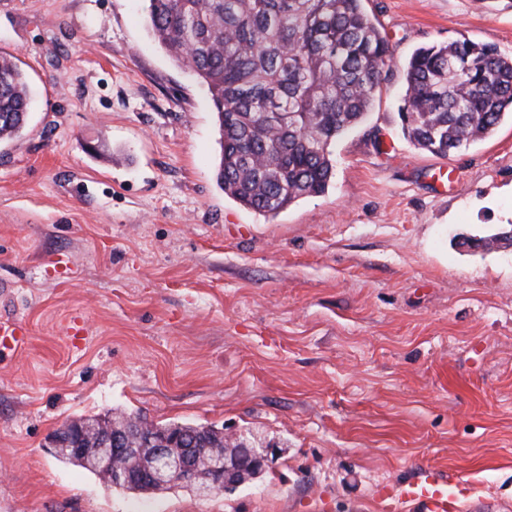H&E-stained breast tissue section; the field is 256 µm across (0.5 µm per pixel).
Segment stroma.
I'll return each mask as SVG.
<instances>
[{
  "label": "stroma",
  "instance_id": "stroma-1",
  "mask_svg": "<svg viewBox=\"0 0 512 512\" xmlns=\"http://www.w3.org/2000/svg\"><path fill=\"white\" fill-rule=\"evenodd\" d=\"M396 62L460 37L512 55V0H365ZM144 0H0L27 75L0 146V512H383L437 473L512 512V122L446 157L401 131V79L332 148L325 194L274 217L217 183L205 88ZM458 180L436 185L439 168ZM108 412L283 448L200 499L106 487L49 435Z\"/></svg>",
  "mask_w": 512,
  "mask_h": 512
}]
</instances>
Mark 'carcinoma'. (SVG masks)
I'll return each mask as SVG.
<instances>
[{
    "label": "carcinoma",
    "instance_id": "1",
    "mask_svg": "<svg viewBox=\"0 0 512 512\" xmlns=\"http://www.w3.org/2000/svg\"><path fill=\"white\" fill-rule=\"evenodd\" d=\"M161 48L206 86L217 181L263 215L324 193L331 146L364 122L393 56L363 0H146ZM404 136L446 156L512 116V56L468 39L416 49L404 66ZM25 72L0 56V144L29 114Z\"/></svg>",
    "mask_w": 512,
    "mask_h": 512
}]
</instances>
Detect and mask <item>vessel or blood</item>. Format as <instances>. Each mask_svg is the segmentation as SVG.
I'll list each match as a JSON object with an SVG mask.
<instances>
[{
  "label": "vessel or blood",
  "mask_w": 512,
  "mask_h": 512,
  "mask_svg": "<svg viewBox=\"0 0 512 512\" xmlns=\"http://www.w3.org/2000/svg\"><path fill=\"white\" fill-rule=\"evenodd\" d=\"M461 483L429 474L420 481L401 484L388 496L387 512H457Z\"/></svg>",
  "instance_id": "obj_1"
}]
</instances>
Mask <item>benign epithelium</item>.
Segmentation results:
<instances>
[{"instance_id": "obj_1", "label": "benign epithelium", "mask_w": 512, "mask_h": 512, "mask_svg": "<svg viewBox=\"0 0 512 512\" xmlns=\"http://www.w3.org/2000/svg\"><path fill=\"white\" fill-rule=\"evenodd\" d=\"M155 426L138 423L137 436L102 421L82 424L70 421L52 433L49 445L73 449L81 456L93 448L101 465L99 476L109 486L115 484H142L156 487L177 483L196 484L197 495L204 498L214 492H234L247 484L252 475H259L278 457L283 448L275 443L255 445L239 436H224L225 450L212 451L201 457L196 453V439L185 431L167 432L154 436ZM151 449V462L141 472L126 471L116 466L122 455L136 448Z\"/></svg>"}]
</instances>
